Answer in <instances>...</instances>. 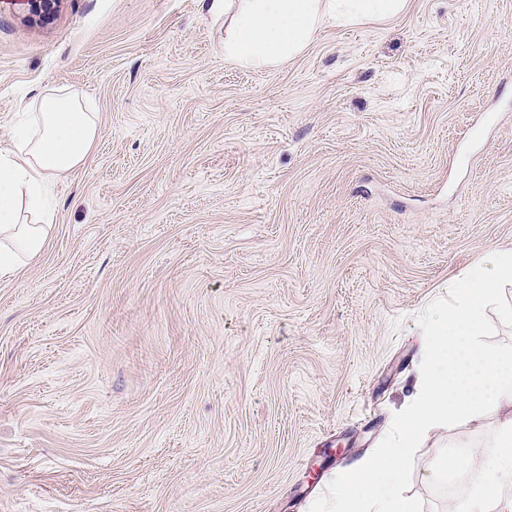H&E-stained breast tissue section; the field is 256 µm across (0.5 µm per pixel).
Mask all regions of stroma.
Wrapping results in <instances>:
<instances>
[{
    "mask_svg": "<svg viewBox=\"0 0 512 512\" xmlns=\"http://www.w3.org/2000/svg\"><path fill=\"white\" fill-rule=\"evenodd\" d=\"M53 87L99 136L0 278V512H308L412 398L417 315L512 251V0L331 19L269 70L214 0H0V150ZM497 423L428 432L423 512Z\"/></svg>",
    "mask_w": 512,
    "mask_h": 512,
    "instance_id": "obj_1",
    "label": "stroma"
}]
</instances>
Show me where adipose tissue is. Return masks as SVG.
I'll use <instances>...</instances> for the list:
<instances>
[{
	"mask_svg": "<svg viewBox=\"0 0 512 512\" xmlns=\"http://www.w3.org/2000/svg\"><path fill=\"white\" fill-rule=\"evenodd\" d=\"M224 57L243 68H274L299 55L327 19L388 20L408 0H223ZM13 147L0 153V275L19 271L43 250L51 214L47 196L58 178L89 158L99 125L85 96L47 91L24 110Z\"/></svg>",
	"mask_w": 512,
	"mask_h": 512,
	"instance_id": "ef3b65f1",
	"label": "adipose tissue"
}]
</instances>
